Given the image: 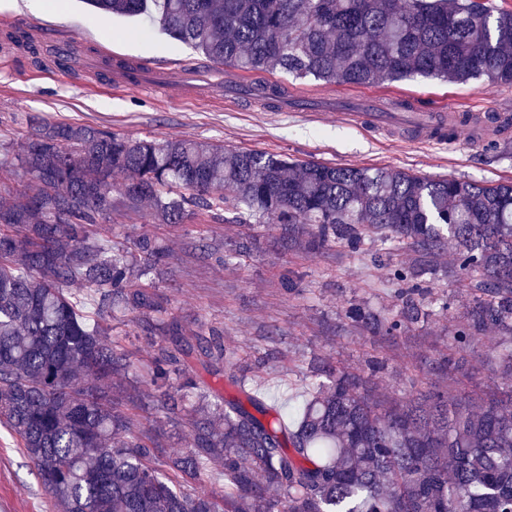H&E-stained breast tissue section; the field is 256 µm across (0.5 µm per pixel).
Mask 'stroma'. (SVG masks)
Masks as SVG:
<instances>
[{"label":"stroma","instance_id":"stroma-1","mask_svg":"<svg viewBox=\"0 0 512 512\" xmlns=\"http://www.w3.org/2000/svg\"><path fill=\"white\" fill-rule=\"evenodd\" d=\"M59 34L81 37L74 51L86 55L95 47L154 69H188L203 59L191 45L159 30H144L139 19L104 16L84 0H63L62 12L45 16ZM52 44L13 62L0 61V144L20 147L42 120L88 124L122 136L144 139H192L221 143L230 149L259 151L331 165L392 168L426 177H455L488 183L512 182V154L469 148L466 141L418 142L383 130L349 125L347 102L376 101L380 111L395 102L413 100L428 112H479L486 102L512 114V85L487 86L484 80L448 84L421 77L379 86L327 84L307 77L290 82L293 96L311 97L317 107L284 111L267 101L234 93L249 82L248 73L224 67L215 81L220 94L212 100L187 97L168 81L147 89L111 85L104 70L59 72L46 69ZM121 242L146 235L169 250L156 277L171 317L187 329L214 331L233 353V369L265 404L275 406L284 424H292L311 383L330 373H360L378 362L372 383L406 399L439 388L456 394L494 392L501 353L497 332L479 335L463 364L449 375L437 367L448 353L451 333L468 304L465 291L446 268L453 261L443 250L441 267L419 278L427 315L400 336L384 339L348 324L342 315L349 303L362 304L378 316L395 313L398 287L387 277V265H410L418 255L402 244L383 246L365 239L359 250L334 247L318 254L287 250L279 243L273 220L237 216L222 220L189 218L161 224L148 209L117 207L101 227ZM251 236L248 254L234 243ZM293 277L286 290L285 277ZM112 338L137 372L150 366L164 343L148 332L137 313L112 321ZM138 433L163 426L165 450L188 445L190 427L184 410L169 411L150 400L129 405ZM0 512H56L18 436L0 425Z\"/></svg>","mask_w":512,"mask_h":512}]
</instances>
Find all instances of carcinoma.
<instances>
[{
    "label": "carcinoma",
    "instance_id": "obj_1",
    "mask_svg": "<svg viewBox=\"0 0 512 512\" xmlns=\"http://www.w3.org/2000/svg\"><path fill=\"white\" fill-rule=\"evenodd\" d=\"M103 15H149L203 58L256 74L249 94L277 101L261 74L374 86L421 76L512 84V9L484 0H87ZM0 422L20 438L59 512H512V346L501 397L435 391L384 398L356 374L312 385L293 428L231 371L216 332L186 333L168 317L154 275L166 251L143 236L114 251L94 229L122 203L181 224L217 218L228 203L270 216L281 244L360 248L366 236L409 244L421 260L391 270L407 283L455 247L448 273L470 302L439 367L494 329L512 339V183L423 177L401 170L290 160L193 140L132 139L97 127L41 121L23 150L0 149ZM98 296L101 318L136 312L168 336L139 392L166 407L169 366L224 372L240 396L209 386L191 404L189 448L156 463L158 439L138 436L112 397L131 364L109 329L88 325L69 286ZM419 289L377 317L360 304L344 319L382 338L424 315ZM224 470V496L184 485Z\"/></svg>",
    "mask_w": 512,
    "mask_h": 512
}]
</instances>
